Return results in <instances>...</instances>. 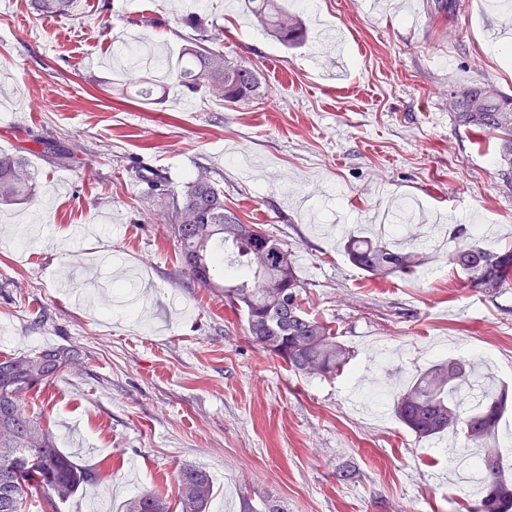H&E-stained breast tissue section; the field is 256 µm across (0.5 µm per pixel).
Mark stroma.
I'll return each instance as SVG.
<instances>
[{"label":"stroma","mask_w":512,"mask_h":512,"mask_svg":"<svg viewBox=\"0 0 512 512\" xmlns=\"http://www.w3.org/2000/svg\"><path fill=\"white\" fill-rule=\"evenodd\" d=\"M460 2L447 20L433 0H313L307 44L287 48L244 0H80L53 17L0 0V153L37 177L31 202L0 206V356L81 348L29 401L58 448L73 452L79 432L83 463L107 467L61 512L101 490L109 512L146 491L176 501L184 466L212 475L210 512H239L246 490L288 512H458L473 499L454 435L418 440L392 411L397 387L457 355L512 394V287L470 288L428 222L455 213L488 227L482 245H512V185L448 113L460 84L512 96V33L484 0ZM189 14L260 73V98L230 107L160 83L118 100L115 46L134 32L174 62ZM49 142L72 162L51 163ZM142 167L165 189L135 179ZM202 170L243 223L288 245L308 310L352 353L343 373L289 371L183 273L156 213ZM351 231L423 244L429 261L371 278L344 253Z\"/></svg>","instance_id":"35a3bbf8"}]
</instances>
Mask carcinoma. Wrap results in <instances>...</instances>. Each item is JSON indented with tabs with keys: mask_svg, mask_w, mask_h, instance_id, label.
<instances>
[{
	"mask_svg": "<svg viewBox=\"0 0 512 512\" xmlns=\"http://www.w3.org/2000/svg\"><path fill=\"white\" fill-rule=\"evenodd\" d=\"M46 15H65L76 0H32ZM260 27L285 47L307 40L301 18L279 0H247ZM191 30L177 65L167 79L191 93L202 92L229 106L258 99L255 69L233 62L212 47L215 37L195 18L183 20ZM490 85L470 83L450 94L449 114L455 125L468 129L475 143H492L503 162L501 175L512 184V97ZM35 192L34 174L19 156L0 155V204L28 201ZM172 225L182 267L192 279L214 285L224 304L243 314L253 341L272 359L298 375L333 377L344 371L351 351L339 341L335 326L312 315L305 306V282L288 259L287 282H276L272 272L280 261L272 258L260 268L255 242L264 238L292 255L288 245L252 224H245L224 206V190L207 173L199 172L180 193L171 194L163 211ZM448 264L467 285L486 296L512 286V248H485L461 226L452 231ZM349 261L374 279L410 274L422 268L423 249H394L382 240L351 235L345 243ZM246 274L221 286L215 276ZM80 356L74 347L41 349L17 357H0V512H25L29 495L42 502V512H57L83 485L100 472L78 463L57 448L42 418L31 410L29 393L48 384ZM472 376L469 360L450 356L421 372L402 387L393 400L395 417L417 438L445 433L463 435L465 446L481 448L478 455L480 487L477 499L461 504L465 512H512V465L491 444L508 408L506 392H484L468 403L462 385ZM181 512H206L213 482L203 469L185 466L177 474ZM125 512H171L166 497L146 492L127 501ZM240 512H287L280 501L264 495L241 494Z\"/></svg>",
	"mask_w": 512,
	"mask_h": 512,
	"instance_id": "obj_1",
	"label": "carcinoma"
}]
</instances>
